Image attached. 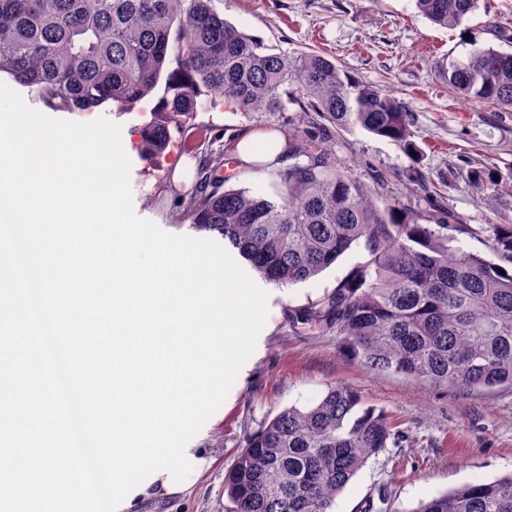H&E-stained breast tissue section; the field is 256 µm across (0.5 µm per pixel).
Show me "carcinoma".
I'll use <instances>...</instances> for the list:
<instances>
[{
  "label": "carcinoma",
  "instance_id": "cac0c4a2",
  "mask_svg": "<svg viewBox=\"0 0 512 512\" xmlns=\"http://www.w3.org/2000/svg\"><path fill=\"white\" fill-rule=\"evenodd\" d=\"M213 0H0V73L50 109L128 110L164 83L139 152L164 153L171 129L193 120L205 92L268 121L298 105L340 127L412 148L409 115L392 94L316 51L276 52L224 20ZM479 0H415L443 27ZM465 100L512 109V52L476 48L442 68ZM293 160L257 191L224 187L226 146L207 140L195 187L177 215L224 239L265 281H309L364 244L368 259L336 289L290 311L296 330L332 332L371 371L461 390L512 389V225L493 228L494 263L448 246L442 224H421L336 165L297 127L281 128ZM398 432L388 411L336 384L310 406H289L249 434L224 477L229 512H333L336 497ZM413 512H512V472L435 496Z\"/></svg>",
  "mask_w": 512,
  "mask_h": 512
}]
</instances>
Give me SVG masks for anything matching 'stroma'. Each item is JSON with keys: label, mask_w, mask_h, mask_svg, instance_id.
Here are the masks:
<instances>
[{"label": "stroma", "mask_w": 512, "mask_h": 512, "mask_svg": "<svg viewBox=\"0 0 512 512\" xmlns=\"http://www.w3.org/2000/svg\"><path fill=\"white\" fill-rule=\"evenodd\" d=\"M213 5L265 45L322 52L403 103L419 148L414 155L357 127H337L314 114L301 119L294 105L279 122L303 126L343 169L380 195L411 206L423 223L447 225L451 247L491 258L493 225L512 224V112L450 93L439 66L465 59L477 47L512 50L502 38L512 34V0H479L474 14L453 28L420 15L415 0H214ZM160 97L153 92L126 112L106 104L58 117L76 122L103 117L120 124L127 136L149 121ZM259 128L255 117L220 104L198 110L192 127L173 132L163 156L130 153L136 214L168 233L202 238L193 224L176 219V196L187 185L176 179L175 166L185 157L186 144L204 133L229 142ZM366 259L364 248L356 246L316 279L287 287L265 284L268 316L255 350L223 404L190 442L204 465L193 468L184 491H148L132 512H224V475L245 437L285 407L310 405L334 384L351 386L366 404L387 410L403 440L368 461L337 496L333 512H360L368 502L379 512H412L440 493L512 471L511 389L462 391L376 373L343 352L335 334L289 327V310L333 291Z\"/></svg>", "instance_id": "obj_1"}]
</instances>
